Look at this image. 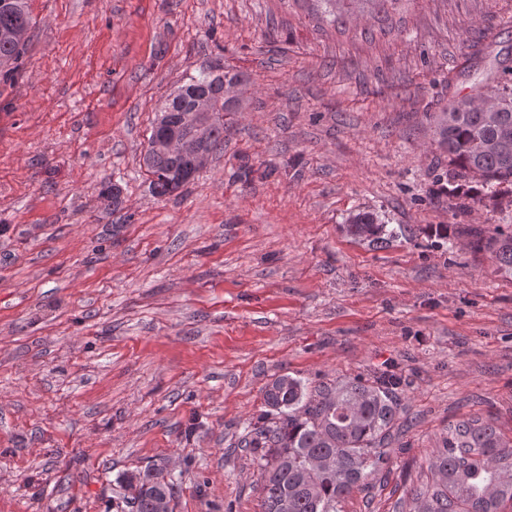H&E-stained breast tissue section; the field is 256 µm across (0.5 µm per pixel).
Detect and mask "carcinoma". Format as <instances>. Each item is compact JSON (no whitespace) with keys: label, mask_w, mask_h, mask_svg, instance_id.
Returning a JSON list of instances; mask_svg holds the SVG:
<instances>
[{"label":"carcinoma","mask_w":512,"mask_h":512,"mask_svg":"<svg viewBox=\"0 0 512 512\" xmlns=\"http://www.w3.org/2000/svg\"><path fill=\"white\" fill-rule=\"evenodd\" d=\"M31 17L28 0H0V78L13 76L27 37ZM244 75L203 69L188 77L156 113L151 136L160 124L176 130L211 155L224 149L225 112H241L236 89ZM200 98L209 114L191 117ZM438 146L454 165V187L448 194L481 201L482 189L491 193L512 186V59L505 56L496 70L471 90L449 101L448 108L430 115ZM143 165L159 199L177 196L167 173L192 179L189 158L146 147ZM349 232L373 244L382 241L384 225L367 213L351 218ZM474 250L492 252L498 271L512 277V224H497L488 237L474 228ZM397 377L379 382L353 378L313 396L298 379L275 377L264 389L268 408L245 437V445L259 455L263 512H336V505L367 476L388 463L385 442L394 426L398 406L392 396ZM432 482L415 491L417 512H504L512 504V440L493 425L469 417L448 427V437L436 449ZM133 512H155L152 491L173 495L174 483L156 474L127 480Z\"/></svg>","instance_id":"1"}]
</instances>
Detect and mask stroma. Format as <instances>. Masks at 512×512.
<instances>
[{"label": "stroma", "instance_id": "obj_1", "mask_svg": "<svg viewBox=\"0 0 512 512\" xmlns=\"http://www.w3.org/2000/svg\"><path fill=\"white\" fill-rule=\"evenodd\" d=\"M29 4L0 81V512H132L146 468L172 512H262L241 441L284 374L401 379L389 462L337 512H414L451 423L512 437V278L466 235L512 202L460 207L426 118L512 49V0H400L404 35L370 39L362 0L340 30L308 0ZM204 67L245 73L246 109L157 199L155 111ZM349 232L359 238L369 240L372 244L383 242L384 224H378L377 219L367 213H359L351 218ZM127 483L131 491L133 512H155L154 496L150 493L154 490L164 491L170 498L173 496L174 483L161 479L157 474L132 475Z\"/></svg>", "mask_w": 512, "mask_h": 512}]
</instances>
